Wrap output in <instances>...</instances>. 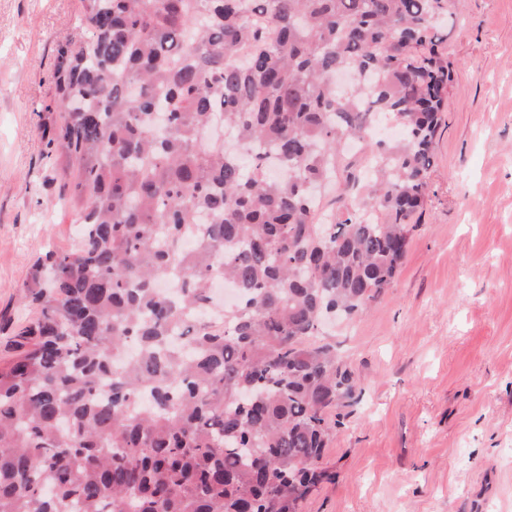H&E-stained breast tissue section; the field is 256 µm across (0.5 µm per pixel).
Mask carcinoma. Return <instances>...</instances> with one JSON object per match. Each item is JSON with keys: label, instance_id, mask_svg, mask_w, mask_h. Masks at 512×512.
Returning <instances> with one entry per match:
<instances>
[{"label": "carcinoma", "instance_id": "obj_1", "mask_svg": "<svg viewBox=\"0 0 512 512\" xmlns=\"http://www.w3.org/2000/svg\"><path fill=\"white\" fill-rule=\"evenodd\" d=\"M454 8L81 0L43 108L60 113L46 156L72 163L79 245L34 262L38 316L0 360V512H300L332 479L358 384L315 337L405 256ZM217 114L237 149L204 141ZM383 119L399 140L372 141ZM217 278L239 291L221 325Z\"/></svg>", "mask_w": 512, "mask_h": 512}]
</instances>
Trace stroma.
Listing matches in <instances>:
<instances>
[{"label": "stroma", "mask_w": 512, "mask_h": 512, "mask_svg": "<svg viewBox=\"0 0 512 512\" xmlns=\"http://www.w3.org/2000/svg\"><path fill=\"white\" fill-rule=\"evenodd\" d=\"M80 0H0V358L35 311L32 264L78 226L44 156ZM454 82L394 282L326 341L362 392L301 512H512V0H456Z\"/></svg>", "instance_id": "1"}]
</instances>
